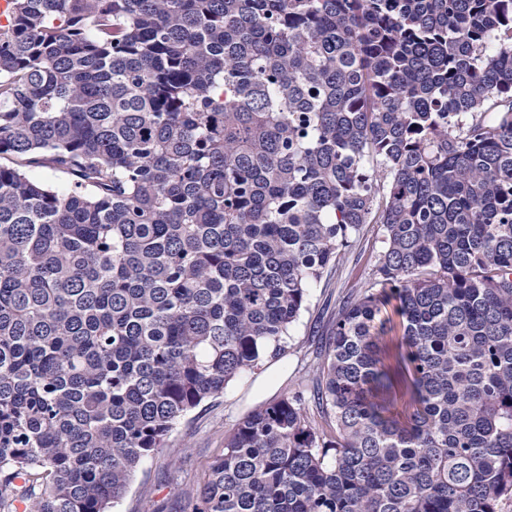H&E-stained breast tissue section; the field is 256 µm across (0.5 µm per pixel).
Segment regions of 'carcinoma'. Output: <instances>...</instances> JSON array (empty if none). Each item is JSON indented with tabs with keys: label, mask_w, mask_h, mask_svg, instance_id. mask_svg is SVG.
I'll return each mask as SVG.
<instances>
[{
	"label": "carcinoma",
	"mask_w": 512,
	"mask_h": 512,
	"mask_svg": "<svg viewBox=\"0 0 512 512\" xmlns=\"http://www.w3.org/2000/svg\"><path fill=\"white\" fill-rule=\"evenodd\" d=\"M367 224L313 389L242 418L191 512L512 498V0H13L0 512H112Z\"/></svg>",
	"instance_id": "cac0c4a2"
}]
</instances>
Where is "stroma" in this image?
<instances>
[{
  "label": "stroma",
  "mask_w": 512,
  "mask_h": 512,
  "mask_svg": "<svg viewBox=\"0 0 512 512\" xmlns=\"http://www.w3.org/2000/svg\"><path fill=\"white\" fill-rule=\"evenodd\" d=\"M382 238V225H365L351 247L337 256L328 282L310 288L285 355L230 382L223 396L202 403L181 419L169 448L138 466L114 512H190L192 495L207 464L223 448L225 435L251 410L309 382L324 358L321 332L333 317L337 296L367 287Z\"/></svg>",
  "instance_id": "obj_1"
}]
</instances>
